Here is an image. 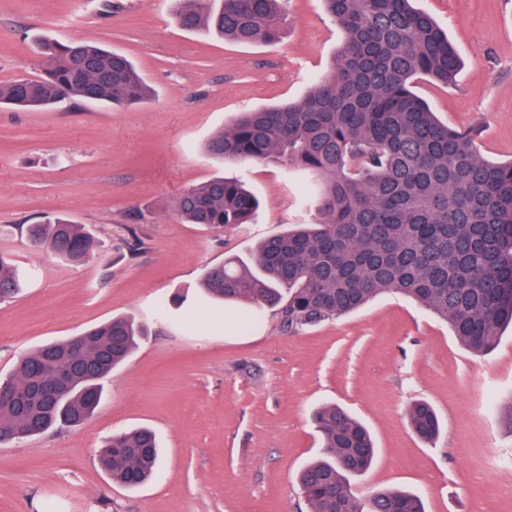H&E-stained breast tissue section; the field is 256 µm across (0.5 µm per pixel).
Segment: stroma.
<instances>
[{"label": "stroma", "mask_w": 512, "mask_h": 512, "mask_svg": "<svg viewBox=\"0 0 512 512\" xmlns=\"http://www.w3.org/2000/svg\"><path fill=\"white\" fill-rule=\"evenodd\" d=\"M455 44L453 84L420 77L415 92L438 120L481 131L494 162L512 161V0H415ZM103 44L127 55L151 90L132 106L70 99L48 111L0 107V253L29 273L0 303V376L51 341L133 316L151 334L115 370L82 427L0 445V512H306L296 483L317 457L311 415L345 407L374 434L357 495L418 494L426 512H512V434L499 405L512 398V329L477 355L447 324L389 294L334 321L281 332L196 305L210 266L250 258L256 241L312 221L306 181L275 162H220L205 150L238 112L298 100L327 70L342 35L322 0H288L280 43L239 44L182 30L170 0H0V83L40 78L35 37ZM246 181L253 222L216 232L180 223L175 199L213 177ZM61 214L91 227L101 259L63 263L17 231ZM143 241L137 254L124 242ZM179 319L163 317L175 298ZM431 403L439 438L421 441L407 409ZM156 431L162 463L146 485L113 483L98 461L112 432Z\"/></svg>", "instance_id": "35a3bbf8"}]
</instances>
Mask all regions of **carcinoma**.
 <instances>
[{
    "instance_id": "carcinoma-1",
    "label": "carcinoma",
    "mask_w": 512,
    "mask_h": 512,
    "mask_svg": "<svg viewBox=\"0 0 512 512\" xmlns=\"http://www.w3.org/2000/svg\"><path fill=\"white\" fill-rule=\"evenodd\" d=\"M343 32L331 72L296 103L239 113L208 142L211 156L239 163L277 160L313 178L310 224H290L256 245L252 264L229 258L209 268L202 288L236 315V304L268 308L280 330L297 333L337 319L387 293L401 294L448 324L474 354L492 350L512 326V162L484 158L479 131L436 120L413 90L424 76L448 86L458 52L412 0H323ZM287 0H173L177 24L242 44L277 43ZM39 79L0 83V104L41 110L76 97L117 106L140 103L149 89L123 54L81 41L37 40ZM258 199L237 179L216 177L177 198L182 224L238 229ZM18 229L74 265L100 258L83 224L42 216ZM25 275L0 253V301ZM148 335L119 317L71 339L44 344L0 380V434L13 440L79 427L91 418L112 370ZM422 439L440 430L425 402L408 411ZM324 455L307 463L298 485L310 512H425L405 490L355 496L350 480L372 465L367 428L336 405L313 414ZM160 461L155 434H112L100 458L112 482L139 488Z\"/></svg>"
}]
</instances>
